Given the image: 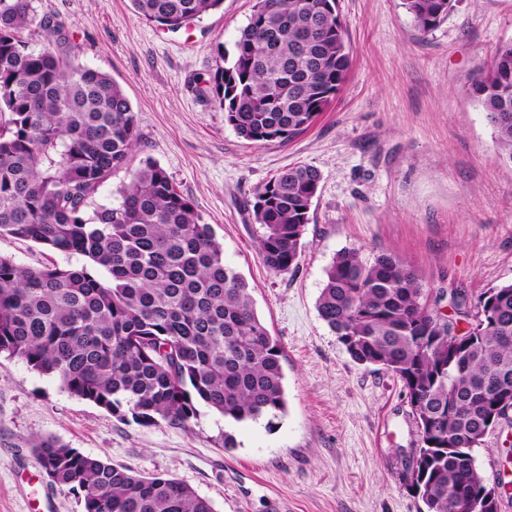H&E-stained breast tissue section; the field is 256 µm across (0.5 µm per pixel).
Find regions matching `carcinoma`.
Masks as SVG:
<instances>
[{
    "mask_svg": "<svg viewBox=\"0 0 512 512\" xmlns=\"http://www.w3.org/2000/svg\"><path fill=\"white\" fill-rule=\"evenodd\" d=\"M454 0H403L416 29H436ZM146 20L176 31L223 0H131ZM337 0H258L234 42L217 44L201 92L252 143L293 139L327 110L352 65ZM46 33L33 49L23 33ZM65 25L32 0H0V237L77 253L103 269L33 268L0 256V354L57 378L70 394L140 425L187 426L203 405L224 424L287 409L282 350L258 317L242 276L193 201L146 156L120 190L95 196L128 168L138 115L112 77L69 54ZM512 167V40L473 82ZM321 182L319 170H280L254 197L258 253L279 276L295 272ZM405 261L336 253L316 307L359 364L403 382L420 438L412 487L424 512H499L475 449L494 428L496 393H512V283L493 286L455 316L430 308ZM468 328L459 329V322ZM51 481L78 494L81 512H214L168 476L142 475L53 438L35 440Z\"/></svg>",
    "mask_w": 512,
    "mask_h": 512,
    "instance_id": "obj_1",
    "label": "carcinoma"
}]
</instances>
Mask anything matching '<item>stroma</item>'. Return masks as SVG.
<instances>
[{"label":"stroma","instance_id":"stroma-1","mask_svg":"<svg viewBox=\"0 0 512 512\" xmlns=\"http://www.w3.org/2000/svg\"><path fill=\"white\" fill-rule=\"evenodd\" d=\"M254 0L222 7L171 32L131 0H33L66 24L79 61L107 72L139 116L136 158L153 157L197 206L247 282L259 318L283 352L287 412L231 427L201 408L179 427L120 420L16 358L0 355V512H80L52 484L32 442L53 437L143 474L171 476L215 512H422L405 472L419 446L400 380L355 362L318 315L333 256L393 253L422 281L440 314L512 282V169L496 158L493 128L472 95L474 72L512 40V0H456L420 35L403 0H339L352 66L329 109L287 143L238 137L222 110L190 89L232 49ZM305 162L321 173L299 268L262 265L254 194ZM17 264L73 268L63 254L0 237ZM232 447H225V437ZM512 427L476 449L486 478L503 470Z\"/></svg>","mask_w":512,"mask_h":512}]
</instances>
